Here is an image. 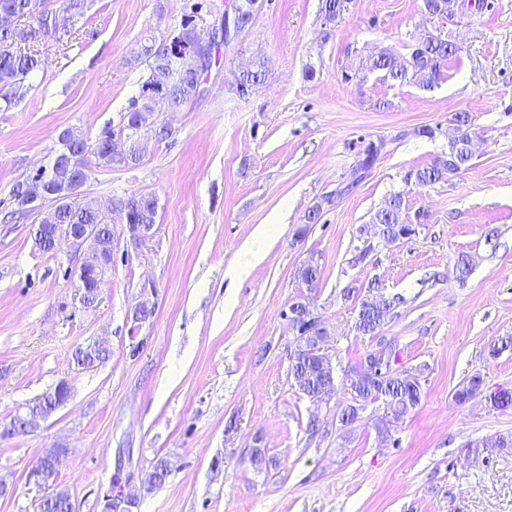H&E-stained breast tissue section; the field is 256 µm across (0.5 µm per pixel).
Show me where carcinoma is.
<instances>
[{"mask_svg": "<svg viewBox=\"0 0 512 512\" xmlns=\"http://www.w3.org/2000/svg\"><path fill=\"white\" fill-rule=\"evenodd\" d=\"M452 0H422V8L434 16H446L450 12ZM38 0H0V15H8L15 19H38ZM49 32L44 22L39 25L24 27H0V109L5 111L18 105L25 97V82L28 76L38 66V59L33 51L24 52L21 44L34 42L41 35ZM458 52L456 44L440 35L427 36L419 39L413 45L408 55L403 56L392 50H383L371 57L361 67L369 72H379L383 79L400 84L416 83L423 88H430L441 79V69L449 58ZM135 60L144 63L146 74L141 87H153L160 94L152 97H133L121 114L118 128L131 142L128 156L122 163H139L141 153L137 150L144 132L150 127L149 119L157 112H174L180 109L192 96L199 83L201 74L192 70L183 72L177 69L175 62L169 60L164 47L145 41L135 51ZM268 73L265 62H258L250 70L243 72L236 83L238 95L244 96L249 89L260 84ZM454 123L458 135L451 140L448 153L433 161L429 166L417 170L414 178L417 184L428 186L443 181L451 174H457L469 166L472 158L469 147V115L465 112L455 114ZM114 129L107 127L95 139L94 153L96 159L104 164L115 163L112 158V136ZM377 146L368 143L359 151L354 173L357 179H362L377 160ZM85 145L76 144L63 134H58L55 147L51 149V160L30 181L19 184L13 190V198L17 205L28 208L31 197L39 192L38 183H47L56 195L47 200V213L44 216L46 224H107L109 216L117 214L121 221H132L134 224H156L157 199L151 195L131 196L127 198H87L69 193L75 174L82 162ZM403 206L401 194L392 195L385 205L379 209L372 223L381 227L386 236V242L399 240L401 223L400 213ZM106 276L100 271L96 277H88L79 282L77 288L89 290L87 303L96 304L99 290ZM321 270L316 260L305 261L296 274L298 287L306 290V286L318 287ZM405 303V298L393 296L382 298L379 303L367 297L360 301L355 321V330L363 336H374L383 325L389 310L387 306L397 307ZM110 345L98 344L93 341L82 349L83 358L93 365H99L109 359ZM295 386L303 393L315 398L323 386L327 375L320 368L318 359L310 356H298L297 362L290 370ZM350 390L354 402L359 409L377 401L393 402L397 406V419L407 417L419 405L422 395V385L409 382L401 373H391L380 379L370 377L357 379L349 378ZM480 375H472L459 385L453 394V400L458 404L472 401L475 393L482 387ZM489 407L505 411L512 408V391L499 390L485 396ZM169 476L167 462L164 458L155 459L150 469L142 478L143 487L151 489L164 484ZM37 512H74V505L67 491L53 486L52 490L44 493L38 500Z\"/></svg>", "mask_w": 512, "mask_h": 512, "instance_id": "obj_1", "label": "carcinoma"}]
</instances>
